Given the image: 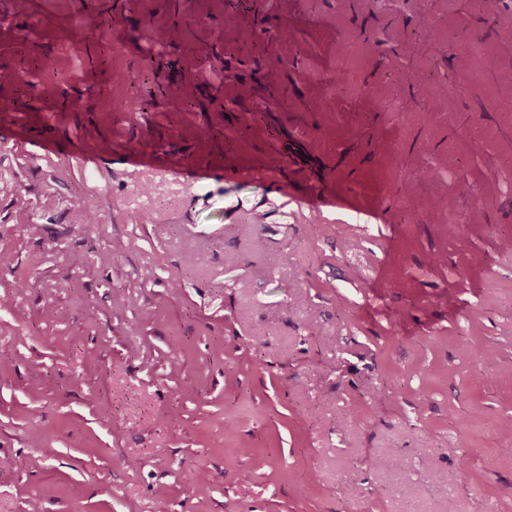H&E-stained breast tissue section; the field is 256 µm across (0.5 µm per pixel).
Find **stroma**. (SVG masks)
<instances>
[{
    "label": "stroma",
    "mask_w": 512,
    "mask_h": 512,
    "mask_svg": "<svg viewBox=\"0 0 512 512\" xmlns=\"http://www.w3.org/2000/svg\"><path fill=\"white\" fill-rule=\"evenodd\" d=\"M252 2L0 0V512H512V0ZM265 182L271 193L280 194L281 196H291L298 203L307 206L311 210H322L323 208H339L344 209L350 206L352 200L349 197L332 194L319 189H312L305 194L299 196H293L288 193V189L283 186L274 174H265Z\"/></svg>",
    "instance_id": "stroma-1"
}]
</instances>
